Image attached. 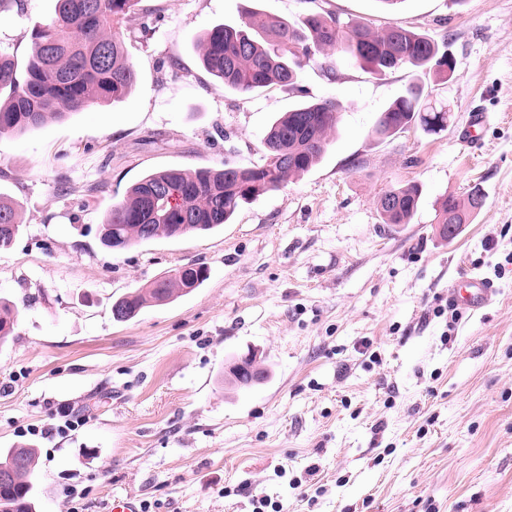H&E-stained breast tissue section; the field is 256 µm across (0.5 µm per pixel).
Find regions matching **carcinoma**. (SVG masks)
Returning <instances> with one entry per match:
<instances>
[{
    "mask_svg": "<svg viewBox=\"0 0 512 512\" xmlns=\"http://www.w3.org/2000/svg\"><path fill=\"white\" fill-rule=\"evenodd\" d=\"M141 0H55V16L28 35L30 56L24 71L0 54V136L21 135L49 118L63 119L101 102H120L135 89L137 74L128 58L123 33L153 31L154 11ZM204 69L238 93H253L271 85L297 89V70L320 57L334 68L335 52L362 69L384 72L402 66L446 79L454 57L432 38L398 23L373 30L332 12H309L293 19L250 11L242 26L217 24L199 39ZM339 104L333 99L304 100L281 113L262 140V158L250 166L224 162L220 169H164L131 185L112 204L102 222L101 243L123 250L158 238L203 234L229 223L242 204L284 187L293 176L317 166L326 155L338 123ZM448 111L427 101L424 86L412 82L378 118L373 133L389 138L412 124L428 132L442 130ZM397 205L380 198L385 224H409L420 199L419 188L391 189ZM480 189L466 200L446 197L436 223H463V215L482 205ZM19 205L0 195V248L20 233ZM208 269L192 263L185 270L159 278L116 300L112 316L128 321L145 307L165 305L200 287ZM16 314L0 301V344L12 336ZM37 465L35 450L17 446L0 452V469H16L0 483V500L13 512H35L30 477Z\"/></svg>",
    "mask_w": 512,
    "mask_h": 512,
    "instance_id": "1",
    "label": "carcinoma"
}]
</instances>
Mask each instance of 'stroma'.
<instances>
[{"mask_svg":"<svg viewBox=\"0 0 512 512\" xmlns=\"http://www.w3.org/2000/svg\"><path fill=\"white\" fill-rule=\"evenodd\" d=\"M151 38L126 34L135 92L0 138V194L22 230L0 248V296L19 311L0 345V450L35 449L36 512H512V0H143ZM330 11L396 22L447 45L448 81L337 59L300 69L308 98L340 104L322 163L243 205L206 235L112 251L106 210L148 172L258 161L272 118L297 102L273 85L225 90L197 39L245 9ZM54 0L0 6V51L25 68V30ZM449 112L446 130L372 129L409 83ZM488 115L467 139L472 111ZM422 191L409 224L379 198ZM484 196L446 240V196ZM201 288L117 322L112 305L187 264ZM492 282L481 309L450 318L448 286ZM254 354L246 390L224 367ZM79 422L63 428V413Z\"/></svg>","mask_w":512,"mask_h":512,"instance_id":"1","label":"stroma"}]
</instances>
